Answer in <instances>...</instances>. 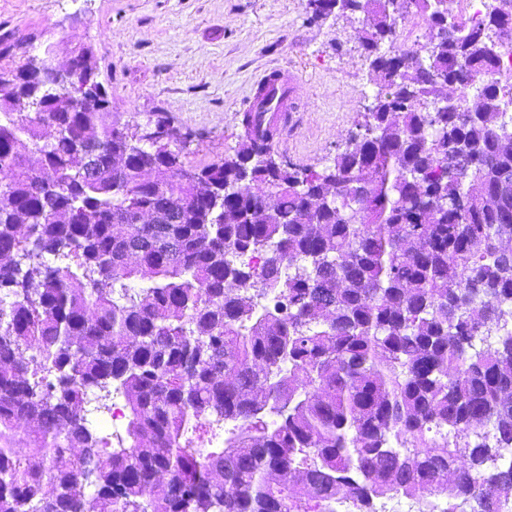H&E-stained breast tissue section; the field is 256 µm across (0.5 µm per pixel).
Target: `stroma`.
I'll return each instance as SVG.
<instances>
[{
  "mask_svg": "<svg viewBox=\"0 0 512 512\" xmlns=\"http://www.w3.org/2000/svg\"><path fill=\"white\" fill-rule=\"evenodd\" d=\"M365 26L360 13L312 20L308 0H0V34L46 33L60 67L76 44L90 45L121 123L162 115L191 130L194 164L233 154L254 83L283 67L298 76L299 110L275 151L330 165L378 91L360 45Z\"/></svg>",
  "mask_w": 512,
  "mask_h": 512,
  "instance_id": "stroma-1",
  "label": "stroma"
}]
</instances>
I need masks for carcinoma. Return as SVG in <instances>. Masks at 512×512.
Wrapping results in <instances>:
<instances>
[{"instance_id": "obj_1", "label": "carcinoma", "mask_w": 512, "mask_h": 512, "mask_svg": "<svg viewBox=\"0 0 512 512\" xmlns=\"http://www.w3.org/2000/svg\"><path fill=\"white\" fill-rule=\"evenodd\" d=\"M404 2L343 0L379 90L320 170L267 163L274 112L148 148L91 47L72 86L0 35V512H512V84L465 92L512 16ZM413 17L448 35L380 52Z\"/></svg>"}]
</instances>
